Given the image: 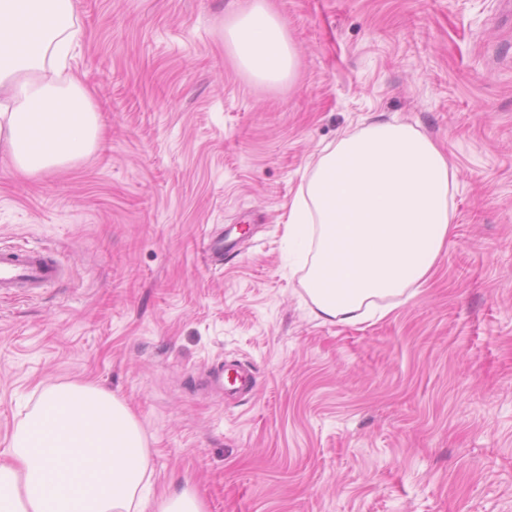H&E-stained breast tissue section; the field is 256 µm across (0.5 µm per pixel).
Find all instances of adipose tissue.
Here are the masks:
<instances>
[{"label": "adipose tissue", "instance_id": "adipose-tissue-1", "mask_svg": "<svg viewBox=\"0 0 512 512\" xmlns=\"http://www.w3.org/2000/svg\"><path fill=\"white\" fill-rule=\"evenodd\" d=\"M78 40L74 0H0V151L38 176L97 148L102 125L74 77L57 81ZM254 79L290 77L295 54L282 20L254 0L224 28ZM457 171L413 126L375 122L322 149L288 209L284 232L316 250L305 290L324 320L384 316L383 302L421 287L452 233ZM0 463V512H202L189 491L145 494L146 438L126 405L91 384L43 390Z\"/></svg>", "mask_w": 512, "mask_h": 512}]
</instances>
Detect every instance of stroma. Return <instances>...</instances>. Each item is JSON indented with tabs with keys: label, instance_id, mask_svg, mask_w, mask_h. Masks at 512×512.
I'll return each mask as SVG.
<instances>
[{
	"label": "stroma",
	"instance_id": "1",
	"mask_svg": "<svg viewBox=\"0 0 512 512\" xmlns=\"http://www.w3.org/2000/svg\"><path fill=\"white\" fill-rule=\"evenodd\" d=\"M266 2L296 51L277 83L224 45L252 0H75L105 139L35 177L0 153V247L66 269L0 294V452L42 389L91 383L154 489L203 512H512V0ZM376 120L446 153L454 227L414 296L340 325L284 223L322 148ZM233 360L256 388L228 401L208 380Z\"/></svg>",
	"mask_w": 512,
	"mask_h": 512
}]
</instances>
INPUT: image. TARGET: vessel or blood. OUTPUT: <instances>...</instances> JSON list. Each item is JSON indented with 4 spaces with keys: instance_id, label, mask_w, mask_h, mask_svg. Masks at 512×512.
<instances>
[{
    "instance_id": "1",
    "label": "vessel or blood",
    "mask_w": 512,
    "mask_h": 512,
    "mask_svg": "<svg viewBox=\"0 0 512 512\" xmlns=\"http://www.w3.org/2000/svg\"><path fill=\"white\" fill-rule=\"evenodd\" d=\"M58 276V264L48 249L26 246L0 249L1 293H31L54 282ZM254 381L251 369L241 364L221 367L212 376L213 384L229 397L247 395Z\"/></svg>"
}]
</instances>
